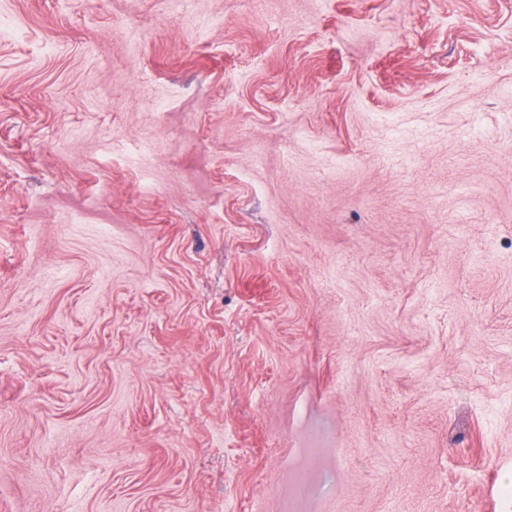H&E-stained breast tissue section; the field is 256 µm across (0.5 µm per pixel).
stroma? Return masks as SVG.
Listing matches in <instances>:
<instances>
[{"instance_id": "35a3bbf8", "label": "stroma", "mask_w": 512, "mask_h": 512, "mask_svg": "<svg viewBox=\"0 0 512 512\" xmlns=\"http://www.w3.org/2000/svg\"><path fill=\"white\" fill-rule=\"evenodd\" d=\"M0 512H512V0H0Z\"/></svg>"}]
</instances>
